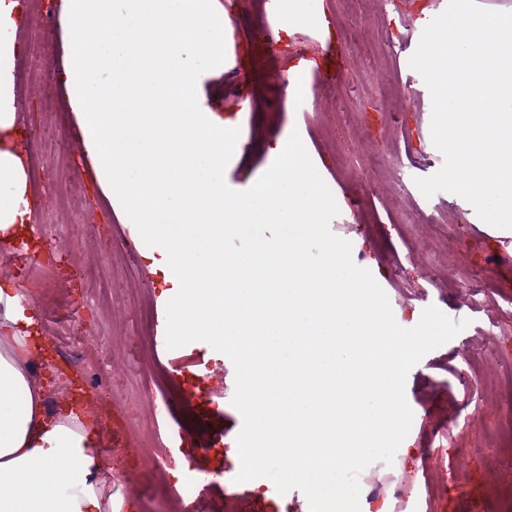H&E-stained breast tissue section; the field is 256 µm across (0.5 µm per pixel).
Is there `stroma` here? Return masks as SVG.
<instances>
[{"instance_id": "obj_1", "label": "stroma", "mask_w": 512, "mask_h": 512, "mask_svg": "<svg viewBox=\"0 0 512 512\" xmlns=\"http://www.w3.org/2000/svg\"><path fill=\"white\" fill-rule=\"evenodd\" d=\"M52 38L34 25L18 33L25 46L17 70L40 71L43 63L61 67L64 60L58 0H30ZM332 29L317 38L311 25L289 17L259 67L241 80L232 64L216 77L204 78L198 94L232 124L233 140L224 154V179L243 191L270 167L273 143L298 133L312 163L330 187L339 208L331 232L350 242L352 259L368 269L386 293L398 325L411 328L423 311L436 307L466 326L448 342L428 352L408 373L407 402L413 412L411 429L392 463L377 461L360 474V512H512V464L497 450L494 424L512 415V293L491 295L489 280L512 275V254L498 237L485 232L477 215L457 195L440 191L425 197L415 181L437 173L444 164L431 137L432 101L428 87L409 65L423 30L425 16L444 10L442 0H394L388 9L374 8L364 18L377 36L362 51L351 50L353 23L345 0H323ZM241 40L267 41L264 0H235L231 16ZM268 42V41H267ZM343 57L336 79L295 82L291 59L325 52ZM20 117L27 129L50 126L52 136L42 147L43 163L30 171L36 200H54L59 171L56 134L77 138L66 99H59L52 120L29 109L34 87L18 84ZM79 171L86 186L89 221L67 231L52 244L59 259L52 278L35 282L26 265L0 268V278L21 279L30 303L36 305L41 335L54 344L57 335L83 337L78 363L94 362L98 347L108 343L116 359L110 380L88 378L89 396L108 406L100 422V438L112 443L120 463L112 469V494L123 496L137 487L136 512H181L163 488L145 483L140 458L125 425L128 407L112 404L107 382L126 387L145 422H156L159 442L183 430L180 406L155 418L149 398V371L169 366V356L156 353L151 338L170 299L162 276L149 274L136 246V235L117 222L102 204L87 164ZM127 263L115 268L112 251ZM87 252L94 264L78 269L66 262L70 252ZM109 288L108 307L86 308L81 300L89 287ZM137 287L141 300L124 301L126 288ZM198 355L213 375L220 409L199 431L188 451L173 448L174 458L188 456L201 469L197 512H262L266 487L255 481L227 485L222 471L234 451L218 445L220 433L237 434L243 425L233 406L235 369L232 361L208 343Z\"/></svg>"}]
</instances>
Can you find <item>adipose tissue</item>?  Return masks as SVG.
Instances as JSON below:
<instances>
[{"label": "adipose tissue", "instance_id": "adipose-tissue-1", "mask_svg": "<svg viewBox=\"0 0 512 512\" xmlns=\"http://www.w3.org/2000/svg\"><path fill=\"white\" fill-rule=\"evenodd\" d=\"M69 50L59 80L80 154L101 198L123 224H143L139 249L171 284L173 332L223 333L221 234L244 213L267 217L275 178L244 200H224L231 130L199 99L202 77L222 71L233 26L221 0H62ZM27 0H0V244L39 253L26 130L18 112L16 37ZM162 104L137 124L125 101ZM18 279L0 281V512H126L99 452V431L49 390L31 362L42 354L38 315Z\"/></svg>", "mask_w": 512, "mask_h": 512}]
</instances>
